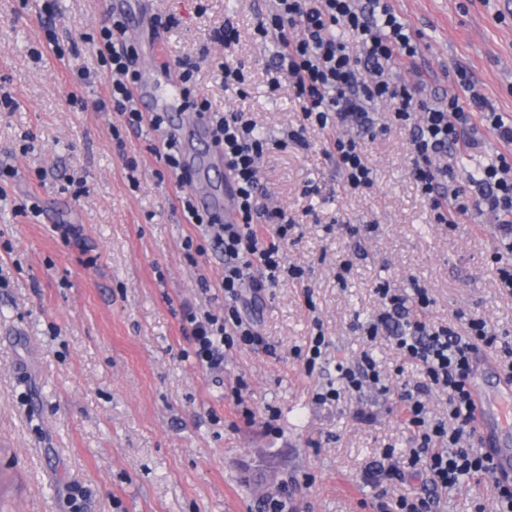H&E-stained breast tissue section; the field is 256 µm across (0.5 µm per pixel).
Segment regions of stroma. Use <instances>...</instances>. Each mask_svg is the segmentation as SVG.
Returning <instances> with one entry per match:
<instances>
[{"label":"stroma","mask_w":512,"mask_h":512,"mask_svg":"<svg viewBox=\"0 0 512 512\" xmlns=\"http://www.w3.org/2000/svg\"><path fill=\"white\" fill-rule=\"evenodd\" d=\"M174 15L161 63L191 59L197 95L213 110L250 112L261 134L280 138L301 120L288 82L272 88L274 39L255 33L265 0H152ZM107 0H0V80L17 106L0 110V165L16 169L0 201V512H264L267 498L288 512H379L369 469L386 448L408 453L411 433L396 407L402 384L421 380L386 336L367 340L353 325L378 308L376 288L389 282L428 288L435 320L458 313L485 319L512 338V295L500 290L491 256L500 235L490 214L465 224L432 223L408 174L410 135L384 106L386 132L367 141L376 183L347 193L319 148L267 153L261 183L270 205L296 221L283 243L287 264L303 282L283 281L251 302L247 315L274 354L233 349L224 370L198 368L181 331V307L209 304L200 278L224 271L210 249L189 264L183 240L193 234L168 202L174 176L147 152L160 133L143 129L116 144L111 112H77L68 99L71 71L96 69L90 41ZM416 30L420 72L436 96L469 94L466 70L488 107L512 120V0H394ZM54 15L65 59L30 51ZM232 22L231 47L212 40ZM242 67L241 89L224 87L220 63ZM139 164L131 186L125 157ZM44 179H37V171ZM82 175L86 195L66 191ZM36 195L41 214L16 203ZM73 224L83 247L54 230ZM358 226L359 235L343 232ZM350 262L346 281L336 274ZM321 322L330 346L314 373L300 356ZM371 354L387 391L341 389L322 405L320 388L337 384V363ZM249 382L255 415L245 423L231 388ZM436 512H496L494 478L466 479L437 490Z\"/></svg>","instance_id":"obj_1"}]
</instances>
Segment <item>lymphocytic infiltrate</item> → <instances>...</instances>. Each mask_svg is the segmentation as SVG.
Listing matches in <instances>:
<instances>
[{
    "label": "lymphocytic infiltrate",
    "mask_w": 512,
    "mask_h": 512,
    "mask_svg": "<svg viewBox=\"0 0 512 512\" xmlns=\"http://www.w3.org/2000/svg\"><path fill=\"white\" fill-rule=\"evenodd\" d=\"M256 31L273 37L278 45L273 70L287 79L298 99L302 121L286 129L283 142L305 147L316 133L322 153L332 160L344 186L353 193L369 191L375 184L365 150L366 139L378 131L373 111L377 104L391 106L393 121L408 128L411 143L409 174L427 199L434 223L459 224L476 212H488L499 226L507 251L512 252V154H496L479 163L467 180H460L457 162L474 156L479 147L475 118L493 128L498 138L512 144V123H505L485 100L471 94V108L458 96H431L423 79L403 78L402 70H415L416 34L388 0H269L259 13ZM99 73L73 71L77 90L95 84L105 74L104 91L88 102L77 91L70 101L79 111L113 112L121 132L150 128L164 133L159 158L177 177L171 199L182 211L194 236L183 241L187 260L212 246L224 254V273L216 282L201 280L203 291L218 288L224 310L186 304L181 329L194 346L198 366L205 371L224 369V354L234 348L271 351L272 346L256 326L244 320L239 307L247 296L258 295L282 280L299 279L301 268L283 263L282 242L293 224L287 212L263 201L259 164L269 148L243 112H214L192 96L195 64L179 61L180 80L189 92L191 111L208 116L215 141L224 156V171L231 183L232 207L237 215L227 224L199 210L186 188L182 150L169 133L161 112L143 111L137 103L138 49L128 37L122 17L102 23L95 43ZM276 225L274 237H264V226ZM380 308L357 324L362 336H392L400 356L420 366L423 382L403 388L399 409L412 433L413 446L406 460L376 464L379 482L424 477L426 484L449 488L464 476L494 474L486 454L475 453L480 439L474 426V401L470 379L476 357L484 348L497 349L498 366L512 377V344L500 342L479 317L466 320L467 334L431 322L426 313L433 300L428 288L413 283L410 293L382 284L377 288ZM440 393L448 401V417H431L427 398Z\"/></svg>",
    "instance_id": "1"
}]
</instances>
